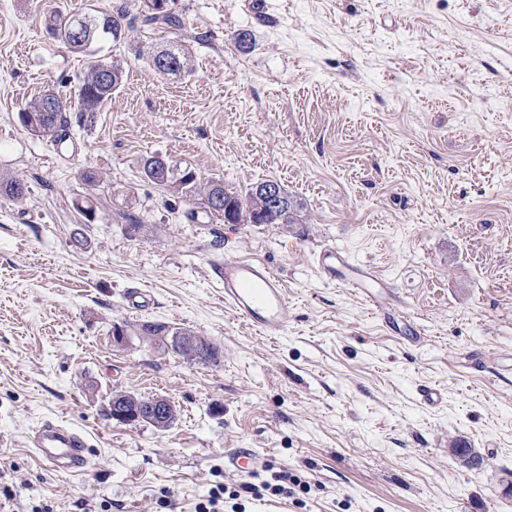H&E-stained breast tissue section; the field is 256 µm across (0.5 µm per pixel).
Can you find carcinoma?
<instances>
[{"mask_svg":"<svg viewBox=\"0 0 512 512\" xmlns=\"http://www.w3.org/2000/svg\"><path fill=\"white\" fill-rule=\"evenodd\" d=\"M183 27L181 15L170 9L157 12L150 6L149 0H144V9L136 14L121 6L114 14L97 11L52 17L47 22L46 30L50 36L63 41L71 49L82 52L96 40L120 43L128 34L143 28L168 29L173 32ZM122 82L123 70L120 66L96 63L89 68L74 95L62 98L47 92L26 104L18 112L19 120L23 123L25 117L35 116L41 134L60 142L68 136L72 125L81 128L92 124L96 112L112 99V94L121 87ZM143 174L151 182L186 198L202 196L204 212L220 220L226 218L228 207L233 209L236 224H254L258 220L263 224H291L294 220L296 203L292 200L288 202V208L273 210L266 199L255 194L251 188L232 191L225 188L221 181H212L201 187L192 171L185 169L180 172L171 164L165 166L158 156L146 159ZM28 191V186L20 179H0V196L4 198L20 200ZM135 333L147 340L162 342L168 336L178 335L181 330L161 323L146 322L137 325ZM170 346L184 359L202 364L215 363L221 355L220 348L204 338L201 339V348L195 350L193 355L178 348L173 342Z\"/></svg>","mask_w":512,"mask_h":512,"instance_id":"cac0c4a2","label":"carcinoma"}]
</instances>
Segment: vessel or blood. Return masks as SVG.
I'll return each mask as SVG.
<instances>
[{
  "label": "vessel or blood",
  "mask_w": 512,
  "mask_h": 512,
  "mask_svg": "<svg viewBox=\"0 0 512 512\" xmlns=\"http://www.w3.org/2000/svg\"><path fill=\"white\" fill-rule=\"evenodd\" d=\"M321 275L329 282L352 289L376 313L385 328L410 323L411 318L394 295L388 282L372 267L358 266L336 248L317 256ZM214 272L224 282V306L263 336L283 335L292 318V307L282 279L260 260L233 258L214 261ZM31 444L40 461L69 473L85 472L93 456L84 435L56 420H47L36 429ZM260 463L257 453L240 448L231 453L226 465L245 476Z\"/></svg>",
  "instance_id": "obj_1"
}]
</instances>
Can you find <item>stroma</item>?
Returning a JSON list of instances; mask_svg holds the SVG:
<instances>
[{"instance_id": "stroma-1", "label": "stroma", "mask_w": 512, "mask_h": 512, "mask_svg": "<svg viewBox=\"0 0 512 512\" xmlns=\"http://www.w3.org/2000/svg\"><path fill=\"white\" fill-rule=\"evenodd\" d=\"M143 0H0V512H194L224 458L259 451L309 490L246 512H512V6L507 0H175L185 25L72 52L51 16ZM249 31L248 49L236 34ZM183 44L159 73L137 45ZM121 88L57 144L18 112L73 92L91 63ZM159 155L200 183L279 182L290 224H227L147 180ZM95 173V185L83 176ZM91 200L92 217L77 202ZM138 220L137 236L125 232ZM375 267L420 324L382 328L324 281L329 247ZM264 260L293 307L262 337L224 308L211 264ZM144 290L148 307L131 309ZM162 322L218 345L214 364L114 326ZM438 386V405L417 388ZM115 390L179 409L159 431L104 414ZM59 420L93 446L86 472L29 446ZM466 441L480 466L452 450ZM171 50H173V52L175 53V56L173 57L174 67L170 68L164 72L159 70L155 65V59H154L155 50L152 45H150L149 43H141L138 46L137 53H138L139 57H141L142 59H146L148 64L150 66H152L154 69H156L157 71H159L160 73L177 75V74H180L181 71H183V69H184V62L187 58V54L185 53L184 48H182L181 46L179 47L178 45L173 47Z\"/></svg>"}]
</instances>
